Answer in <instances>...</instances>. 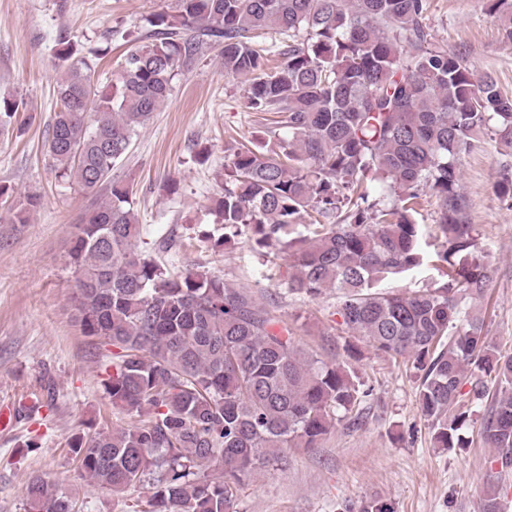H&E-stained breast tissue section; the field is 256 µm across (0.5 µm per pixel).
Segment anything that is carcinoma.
Returning a JSON list of instances; mask_svg holds the SVG:
<instances>
[{
    "label": "carcinoma",
    "instance_id": "carcinoma-1",
    "mask_svg": "<svg viewBox=\"0 0 512 512\" xmlns=\"http://www.w3.org/2000/svg\"><path fill=\"white\" fill-rule=\"evenodd\" d=\"M487 2L512 41V0ZM429 10L430 0H178L176 13L144 18L141 44L103 90L95 58L59 38L45 151L57 180L106 188L67 258L79 326L110 352L103 388L126 420L68 440L81 478L119 500L149 485L146 512H238L245 478L357 424L370 396L351 364L303 355L248 289L175 272L140 249L133 193L110 180L112 168L175 78L216 47L225 75L244 80L245 109L279 119L228 155L214 246L263 250L266 277L306 298L336 289L341 349L358 359L360 337L404 359L435 447L467 446L471 407L490 399L480 440L501 471L512 469V356L461 308L488 279L462 161L493 121L512 141V99L434 43ZM271 32L280 39L267 44ZM20 106L0 99L1 128ZM427 197L438 202L437 245L417 222ZM36 205L26 197L12 222L26 223ZM429 265L439 272L430 286L381 287ZM24 495L26 512H75L71 490L42 475Z\"/></svg>",
    "mask_w": 512,
    "mask_h": 512
}]
</instances>
